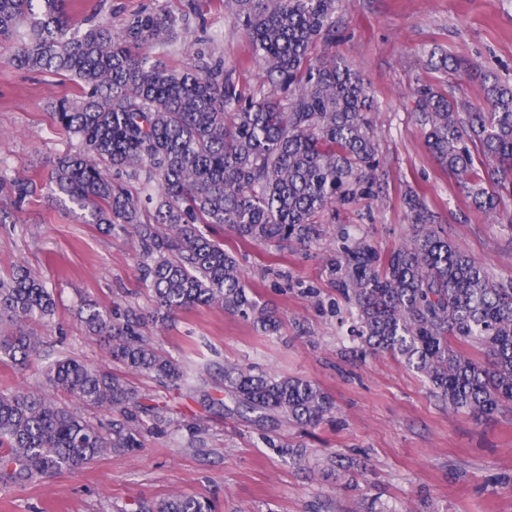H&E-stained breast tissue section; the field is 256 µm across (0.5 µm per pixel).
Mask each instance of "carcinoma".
Listing matches in <instances>:
<instances>
[{"label":"carcinoma","instance_id":"obj_1","mask_svg":"<svg viewBox=\"0 0 512 512\" xmlns=\"http://www.w3.org/2000/svg\"><path fill=\"white\" fill-rule=\"evenodd\" d=\"M339 0H235L237 19L269 91L255 96L224 74L223 61L177 72L148 49L167 43L182 19L165 5L132 15L118 31L107 22L76 24L67 0H0V39L28 33L12 58L20 70L71 77L79 93L58 100L61 131L80 147L57 158L51 182L84 212L87 224L119 226L137 243L139 279L152 292V319L217 306L265 335L279 321L248 287L235 255L209 228L241 239L305 240L329 211L368 197L379 200L376 148L369 135L376 102L360 75L334 54ZM443 75L458 58L431 51ZM425 146L452 173L471 204L485 212L512 192V84L491 73L478 105L431 84L414 89ZM414 239L380 258L365 239L344 249L341 292L355 310L361 355L384 353L416 370L456 413L476 419L512 405V283L456 247L435 224L428 202L404 197ZM55 313L53 291L24 264L0 275V362L41 361L43 331ZM78 318L108 338L117 374L77 358L40 366L45 386L0 391V480L23 485L75 470L101 455L143 448L145 419L163 408L141 395L126 374L160 383L185 381L180 364L139 332L132 312L85 300ZM227 405L207 391L199 403L231 417L261 421L277 414L315 427L334 412L314 381L224 365ZM112 413L92 423L59 400ZM304 467L308 450L281 446ZM132 512H215L207 497L173 495L139 502Z\"/></svg>","mask_w":512,"mask_h":512}]
</instances>
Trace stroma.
<instances>
[{"label":"stroma","instance_id":"35a3bbf8","mask_svg":"<svg viewBox=\"0 0 512 512\" xmlns=\"http://www.w3.org/2000/svg\"><path fill=\"white\" fill-rule=\"evenodd\" d=\"M188 22L172 47H153L168 67L196 64L210 47L246 91L261 93L249 40L222 0H165ZM155 0H77L78 18L95 14L120 29ZM336 52L358 70L377 101L370 135L381 164L380 202L341 208L334 223L315 224L309 240L247 243L214 228L239 260L261 303L281 321L267 336L249 321L199 307L140 332L187 370L188 384L133 377L137 389L168 407L135 453H110L73 472L25 485L0 483V512H132L135 503L174 494L210 498L216 512H364L368 500L390 512H512V411L480 420L449 413L422 377L387 354H356L348 304L334 264L342 231L367 238L387 255L413 234L403 198L424 197L456 246L512 281V196L497 212L474 208L454 177L426 150L411 112L416 82L460 101L483 100L486 74L512 81V0H342ZM465 59L466 69L440 75L426 68L429 50ZM16 43H0V171L32 179L33 193L16 199L0 187V274L13 265L36 269L54 289L57 309L45 338L51 356L105 362L104 344L75 317L82 299L149 313L151 297L138 278L134 241L107 225L84 223L79 210L47 180L50 164L74 149L56 130L54 103L75 85L65 77L20 70ZM241 362L315 381L334 401L332 418L304 432L279 416L260 422L206 412L194 388L224 395L222 367ZM275 446H268L267 438ZM304 444L340 454L365 468L358 486L289 464L280 448Z\"/></svg>","mask_w":512,"mask_h":512}]
</instances>
